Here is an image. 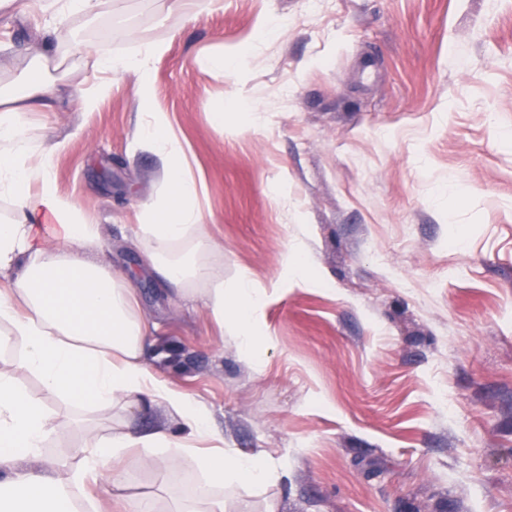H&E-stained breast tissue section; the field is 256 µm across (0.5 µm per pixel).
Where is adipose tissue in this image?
<instances>
[{"mask_svg":"<svg viewBox=\"0 0 512 512\" xmlns=\"http://www.w3.org/2000/svg\"><path fill=\"white\" fill-rule=\"evenodd\" d=\"M33 61L36 77L24 85L21 106L0 94V196L13 200L17 215L0 225V348L11 350L0 366V512H78L76 489L109 479L105 464L130 449L167 451L170 465L192 453L189 438L210 435L207 409L151 371L143 360L147 328L127 280L112 274L98 225L71 198L59 193L51 173L65 141L43 138L35 151L17 150L23 141L20 112L48 106L59 87ZM142 148L163 162L164 191L143 210L144 256L158 281L187 299L202 298L216 322L231 319L246 360L255 357L252 313L264 288L242 279L225 289L209 256L218 244L197 204V189L183 173L182 157L161 115H153L140 135ZM36 375L50 395L128 415L148 410L155 420L144 430L128 429L104 438L91 433L66 459H44L40 450L66 421L50 415L43 402L22 390L14 375ZM181 421L187 438L170 424ZM201 467L221 490L278 480L282 466L261 454L222 451L201 458Z\"/></svg>","mask_w":512,"mask_h":512,"instance_id":"ef3b65f1","label":"adipose tissue"}]
</instances>
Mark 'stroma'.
<instances>
[{
	"instance_id": "1",
	"label": "stroma",
	"mask_w": 512,
	"mask_h": 512,
	"mask_svg": "<svg viewBox=\"0 0 512 512\" xmlns=\"http://www.w3.org/2000/svg\"><path fill=\"white\" fill-rule=\"evenodd\" d=\"M37 2L0 8L1 92L44 43ZM67 28L46 62L65 95L24 113L27 139L68 140L53 176L129 277L151 370L225 447L287 466L227 512H512V0H103ZM154 43L145 106L100 58ZM154 112L224 244L216 274L269 290L258 364L141 263L162 167L135 139ZM289 249L303 275L284 276ZM118 468L159 512L219 493L191 456Z\"/></svg>"
}]
</instances>
